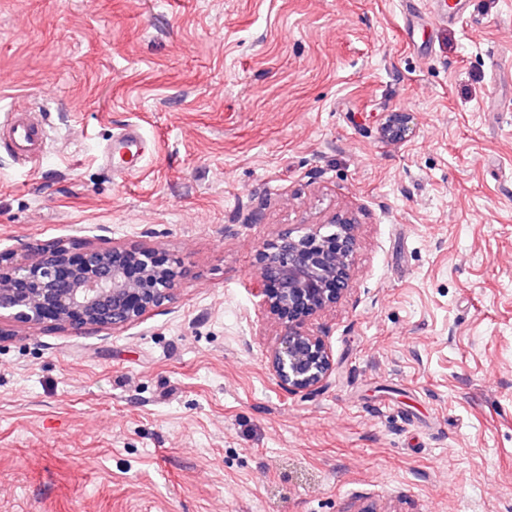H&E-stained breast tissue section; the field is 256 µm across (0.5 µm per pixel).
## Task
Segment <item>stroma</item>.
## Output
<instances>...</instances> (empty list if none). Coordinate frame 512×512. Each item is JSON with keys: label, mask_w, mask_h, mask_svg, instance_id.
<instances>
[{"label": "stroma", "mask_w": 512, "mask_h": 512, "mask_svg": "<svg viewBox=\"0 0 512 512\" xmlns=\"http://www.w3.org/2000/svg\"><path fill=\"white\" fill-rule=\"evenodd\" d=\"M12 105L49 140L0 149V252L156 246L182 277L125 329L0 326V512H512V0L435 29L398 0H0ZM132 125L120 179L99 150ZM346 210L351 290L308 324L336 370L291 395L257 253Z\"/></svg>", "instance_id": "obj_1"}]
</instances>
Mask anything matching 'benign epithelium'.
I'll use <instances>...</instances> for the list:
<instances>
[{
    "label": "benign epithelium",
    "mask_w": 512,
    "mask_h": 512,
    "mask_svg": "<svg viewBox=\"0 0 512 512\" xmlns=\"http://www.w3.org/2000/svg\"><path fill=\"white\" fill-rule=\"evenodd\" d=\"M406 115L393 112L384 134L400 141ZM358 223L351 213L258 250V293L269 313L288 319L269 364L278 386L290 394L323 386L336 369L325 341L306 322L350 291ZM63 245L32 244L9 268L0 269V320L40 323L50 316L61 328L119 330L172 297L179 272L157 247L90 248L71 264Z\"/></svg>",
    "instance_id": "obj_1"
}]
</instances>
